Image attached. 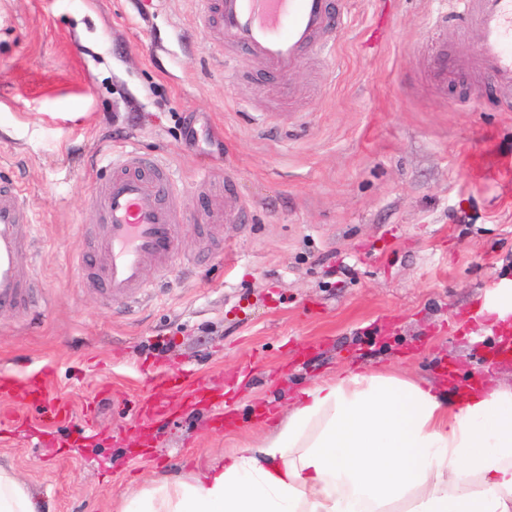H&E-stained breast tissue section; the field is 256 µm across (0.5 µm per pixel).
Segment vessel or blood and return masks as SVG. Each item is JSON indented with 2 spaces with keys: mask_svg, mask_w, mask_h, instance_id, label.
I'll list each match as a JSON object with an SVG mask.
<instances>
[{
  "mask_svg": "<svg viewBox=\"0 0 512 512\" xmlns=\"http://www.w3.org/2000/svg\"><path fill=\"white\" fill-rule=\"evenodd\" d=\"M198 21L222 32L224 41L256 57L275 78L283 98L293 90L289 78L312 49L328 50L344 20L330 0H196ZM455 20L477 32L473 49L449 51L437 44L419 83L447 89L463 74L481 86L512 97V0H457ZM102 224L97 251L105 291L111 300H132L144 288L146 268L158 279L171 271V257L182 222L169 169L153 157L129 151L97 183L89 198ZM36 231L20 188L0 176V308H28L38 283L22 266V248Z\"/></svg>",
  "mask_w": 512,
  "mask_h": 512,
  "instance_id": "obj_1",
  "label": "vessel or blood"
}]
</instances>
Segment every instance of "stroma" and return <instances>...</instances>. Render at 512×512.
Here are the masks:
<instances>
[{"mask_svg":"<svg viewBox=\"0 0 512 512\" xmlns=\"http://www.w3.org/2000/svg\"><path fill=\"white\" fill-rule=\"evenodd\" d=\"M336 48L279 86L202 28L195 0H0V169L38 224L37 311L0 310V463L43 512H117L265 433L303 387L385 367L441 385L512 383L476 321L512 279V112L471 77H405L451 0H337ZM168 165L183 223L164 283L134 312L80 275L108 156ZM253 223L206 222L226 176ZM236 385L226 388L225 376Z\"/></svg>","mask_w":512,"mask_h":512,"instance_id":"obj_1","label":"stroma"}]
</instances>
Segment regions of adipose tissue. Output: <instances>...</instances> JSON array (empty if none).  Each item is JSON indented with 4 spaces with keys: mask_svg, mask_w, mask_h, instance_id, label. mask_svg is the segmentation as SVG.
Listing matches in <instances>:
<instances>
[{
    "mask_svg": "<svg viewBox=\"0 0 512 512\" xmlns=\"http://www.w3.org/2000/svg\"><path fill=\"white\" fill-rule=\"evenodd\" d=\"M446 403L424 380L348 373L301 390L258 446L189 482H161L119 512H512V385ZM0 512H41L0 465Z\"/></svg>",
    "mask_w": 512,
    "mask_h": 512,
    "instance_id": "adipose-tissue-1",
    "label": "adipose tissue"
}]
</instances>
